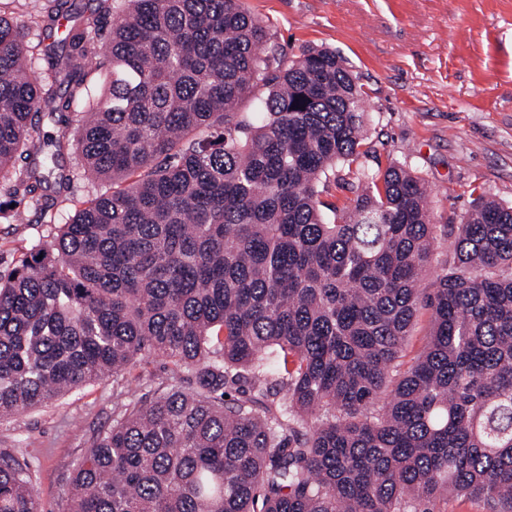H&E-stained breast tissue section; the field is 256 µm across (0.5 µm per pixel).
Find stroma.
Here are the masks:
<instances>
[{"label": "stroma", "instance_id": "1", "mask_svg": "<svg viewBox=\"0 0 512 512\" xmlns=\"http://www.w3.org/2000/svg\"><path fill=\"white\" fill-rule=\"evenodd\" d=\"M268 44L288 57L342 54L365 91V152L375 171L406 164L428 189L433 292L456 226L473 199L512 205V0H244ZM46 224L0 222V271L49 235ZM113 419L112 379L0 419V448L30 465L41 512H58L73 461Z\"/></svg>", "mask_w": 512, "mask_h": 512}]
</instances>
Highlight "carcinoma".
<instances>
[{
  "instance_id": "cac0c4a2",
  "label": "carcinoma",
  "mask_w": 512,
  "mask_h": 512,
  "mask_svg": "<svg viewBox=\"0 0 512 512\" xmlns=\"http://www.w3.org/2000/svg\"><path fill=\"white\" fill-rule=\"evenodd\" d=\"M99 6L107 52L71 25L43 75L0 10V196L53 225L0 273V418L109 373L116 398L63 512H512V206L474 201L424 296L426 189L399 163L352 168L365 92L344 58L264 47L243 0ZM51 177L112 189L65 218L39 193ZM329 179L351 205L320 200ZM139 355L169 374L137 396ZM0 512H40L7 448ZM430 312L421 310L418 318L413 324L410 336L402 353L403 357L399 359V370L404 371L412 363L413 359L421 353L426 343V337L431 327Z\"/></svg>"
}]
</instances>
